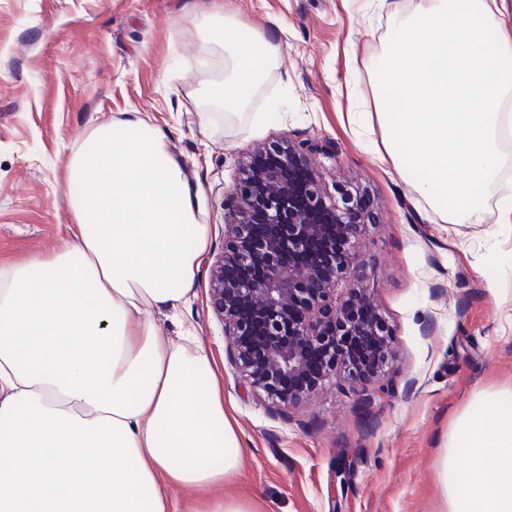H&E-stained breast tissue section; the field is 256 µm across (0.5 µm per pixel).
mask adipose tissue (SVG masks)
I'll return each mask as SVG.
<instances>
[{
    "instance_id": "adipose-tissue-1",
    "label": "adipose tissue",
    "mask_w": 512,
    "mask_h": 512,
    "mask_svg": "<svg viewBox=\"0 0 512 512\" xmlns=\"http://www.w3.org/2000/svg\"><path fill=\"white\" fill-rule=\"evenodd\" d=\"M223 75L207 83L225 123L241 119L280 52L219 0L201 21ZM498 0L392 5L374 62L376 120L394 170L448 224H477L512 138V59ZM74 222L50 255L0 267V512H256L224 494L239 436L212 358L178 319L203 255L198 195L167 135L140 113L93 128L71 155ZM438 466L441 512H512V387L480 392Z\"/></svg>"
}]
</instances>
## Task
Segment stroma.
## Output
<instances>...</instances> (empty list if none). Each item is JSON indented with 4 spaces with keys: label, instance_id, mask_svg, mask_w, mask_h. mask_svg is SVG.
Listing matches in <instances>:
<instances>
[{
    "label": "stroma",
    "instance_id": "stroma-1",
    "mask_svg": "<svg viewBox=\"0 0 512 512\" xmlns=\"http://www.w3.org/2000/svg\"><path fill=\"white\" fill-rule=\"evenodd\" d=\"M271 32L283 57L267 69L247 122L212 111L199 70L198 22L211 0H0V266L56 250L72 223L65 164L96 125L138 112L169 135L198 193L208 251L181 318L210 350L240 431L228 497L260 512H439L444 437L480 391L512 386V231L502 203L512 162L478 224L452 226L380 160L372 62L387 16L373 0H223ZM312 144L327 185L360 186L376 222L359 245L366 284L393 331L392 360L365 394L326 384L289 415L274 412L231 365L209 294L224 251V198L246 149ZM369 406H362V397Z\"/></svg>",
    "mask_w": 512,
    "mask_h": 512
}]
</instances>
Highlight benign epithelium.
Masks as SVG:
<instances>
[{
	"mask_svg": "<svg viewBox=\"0 0 512 512\" xmlns=\"http://www.w3.org/2000/svg\"><path fill=\"white\" fill-rule=\"evenodd\" d=\"M269 149L281 154L279 165L247 162L226 197V243L211 265L210 296L231 364L286 414L339 368V384L352 390L376 378L390 359V333L361 285L356 240L372 219L370 201L348 189L333 197L312 172L297 185L310 145L253 154ZM252 265L261 266L259 278L238 275Z\"/></svg>",
	"mask_w": 512,
	"mask_h": 512,
	"instance_id": "benign-epithelium-1",
	"label": "benign epithelium"
}]
</instances>
